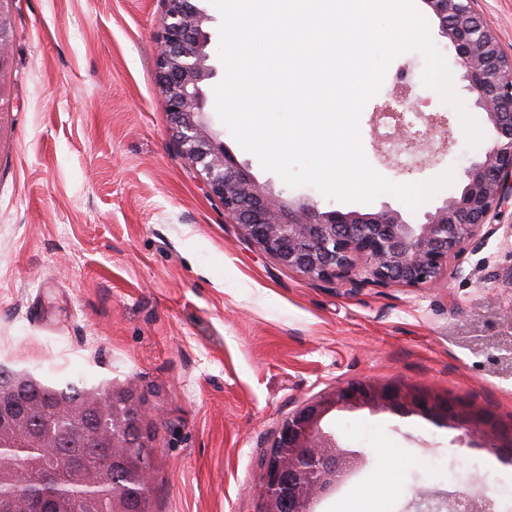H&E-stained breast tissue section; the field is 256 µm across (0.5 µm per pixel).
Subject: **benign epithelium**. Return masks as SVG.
Masks as SVG:
<instances>
[{"label":"benign epithelium","instance_id":"7a95c632","mask_svg":"<svg viewBox=\"0 0 512 512\" xmlns=\"http://www.w3.org/2000/svg\"><path fill=\"white\" fill-rule=\"evenodd\" d=\"M0 0V60L11 43L8 5ZM439 20L440 32L455 49L464 90L486 113L492 141L484 155L465 170V183L422 224L406 222L399 211L375 213L321 211L306 202L282 198L257 182L224 147L211 127L203 82L214 75L206 48L210 16L192 0H165L160 20L162 45L156 57L160 88L169 107L172 135L182 156L207 191L224 206V215L238 224L248 240L308 280L362 279L376 286L417 287L438 281L462 245L497 231L493 224L502 206L512 200V58L475 13L470 0H424ZM411 85H398L394 101L376 114L389 120L387 143H407L422 151L428 137L417 141L405 133L400 109L410 105ZM112 447L122 448L120 432L128 420L145 434L146 413L126 390L112 392ZM368 407L399 415L419 414L440 425L479 436L494 450L512 448L506 434L489 418L463 422L448 405L442 415L429 401L395 385L339 386L332 393L299 406L282 423L261 463L262 485L256 512H310L314 500L361 468L363 455L342 448L320 427L334 409ZM458 512H492L493 501L482 495L454 500Z\"/></svg>","mask_w":512,"mask_h":512}]
</instances>
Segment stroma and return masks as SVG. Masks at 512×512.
<instances>
[{"mask_svg":"<svg viewBox=\"0 0 512 512\" xmlns=\"http://www.w3.org/2000/svg\"><path fill=\"white\" fill-rule=\"evenodd\" d=\"M512 55V0H474ZM164 0H14L0 64V361L48 384L131 388L153 435V512H255L261 459L303 402L350 384H402L512 423V202L498 231L465 245L443 278L385 288L312 282L251 244L196 179L171 134L155 74ZM419 53L397 56L361 115L364 152L396 183L453 170L420 224L480 159L457 112L421 83ZM417 111L441 118L450 149L423 171L385 162L374 116L399 71ZM254 178L320 210L348 211L315 188L287 187L232 135ZM324 431L365 463L315 512H416L412 491L488 495L512 512V460L420 415L334 410ZM401 459L384 487L385 457Z\"/></svg>","mask_w":512,"mask_h":512,"instance_id":"stroma-1","label":"stroma"}]
</instances>
